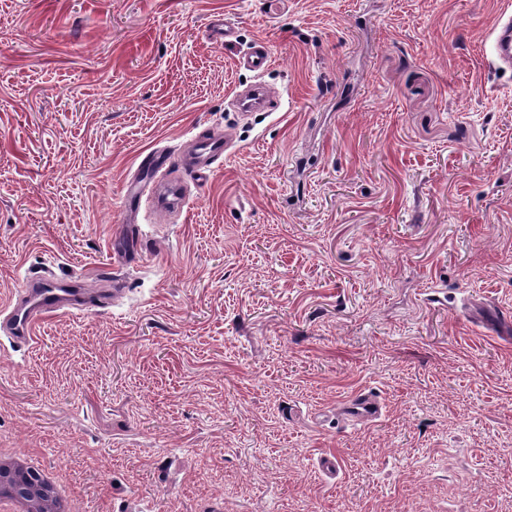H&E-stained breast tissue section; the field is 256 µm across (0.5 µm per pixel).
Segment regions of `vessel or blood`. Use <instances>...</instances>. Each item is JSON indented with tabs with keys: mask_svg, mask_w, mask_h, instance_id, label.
Listing matches in <instances>:
<instances>
[{
	"mask_svg": "<svg viewBox=\"0 0 512 512\" xmlns=\"http://www.w3.org/2000/svg\"><path fill=\"white\" fill-rule=\"evenodd\" d=\"M488 53L495 67L512 72V12L503 11L488 43ZM239 68L254 75L252 83L236 88L233 104L241 118L256 112L277 111L279 104L268 97L263 77L272 66V49L263 40L252 45L238 58ZM235 141L231 131L211 128L192 138L190 159L174 157L161 149L150 151L138 166L137 176L125 189L123 208L133 213L158 204L182 209L186 203L188 182H206L214 172V163L231 152ZM133 236L116 241L112 249L111 268L93 267L79 279H55L43 274H28L21 282L15 298L0 308V333L15 342L31 344L40 325L60 313H91L105 309L108 301L91 282L111 281L120 288V280L110 271L137 258ZM345 413L355 420H375L381 414L377 398L360 392L349 399Z\"/></svg>",
	"mask_w": 512,
	"mask_h": 512,
	"instance_id": "obj_1",
	"label": "vessel or blood"
}]
</instances>
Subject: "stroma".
Segmentation results:
<instances>
[{"label":"stroma","instance_id":"stroma-1","mask_svg":"<svg viewBox=\"0 0 512 512\" xmlns=\"http://www.w3.org/2000/svg\"><path fill=\"white\" fill-rule=\"evenodd\" d=\"M504 2L0 0V305L30 267L111 264L152 149L236 138L181 217L140 213L111 310L0 348V449L60 471L74 512H412L420 475L496 512L512 74L484 49ZM260 38L280 108L241 121ZM365 390L381 417L344 422Z\"/></svg>","mask_w":512,"mask_h":512}]
</instances>
